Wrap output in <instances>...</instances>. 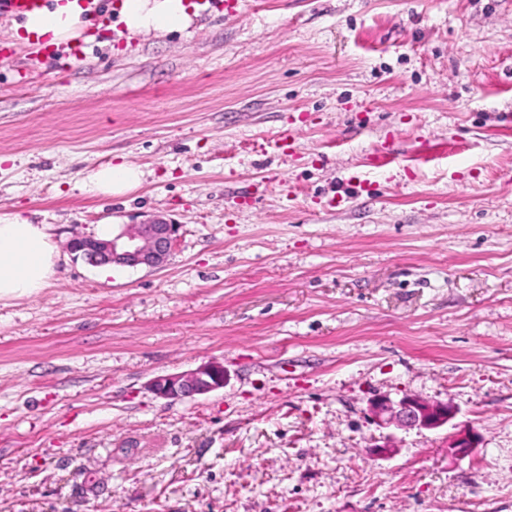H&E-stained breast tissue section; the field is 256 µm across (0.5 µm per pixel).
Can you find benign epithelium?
I'll list each match as a JSON object with an SVG mask.
<instances>
[{
  "label": "benign epithelium",
  "mask_w": 512,
  "mask_h": 512,
  "mask_svg": "<svg viewBox=\"0 0 512 512\" xmlns=\"http://www.w3.org/2000/svg\"><path fill=\"white\" fill-rule=\"evenodd\" d=\"M177 231L178 225L154 219L128 225L110 240L76 234L68 242V248L93 266L155 267L166 261ZM224 378V365L210 362L192 371L157 377L151 382V388L160 398L182 400L224 387ZM369 414L382 428L438 430L451 423L457 409L449 403L431 402L416 396H404L397 401L383 396L369 402ZM478 442V435L472 429L457 428L448 441L451 457L461 461L471 456Z\"/></svg>",
  "instance_id": "obj_1"
}]
</instances>
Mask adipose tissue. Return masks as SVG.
Returning a JSON list of instances; mask_svg holds the SVG:
<instances>
[{
	"label": "adipose tissue",
	"instance_id": "ef3b65f1",
	"mask_svg": "<svg viewBox=\"0 0 512 512\" xmlns=\"http://www.w3.org/2000/svg\"><path fill=\"white\" fill-rule=\"evenodd\" d=\"M120 20L132 35L186 30L192 18L184 0H123ZM23 41L57 46L77 37L84 29L77 12L68 5L24 19ZM142 178L138 167L127 162L106 164L85 180L88 192L118 196L136 188ZM58 247L46 225L31 224L21 216L0 220V300L30 297L49 287L55 274Z\"/></svg>",
	"mask_w": 512,
	"mask_h": 512
}]
</instances>
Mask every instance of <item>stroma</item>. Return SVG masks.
<instances>
[{
    "mask_svg": "<svg viewBox=\"0 0 512 512\" xmlns=\"http://www.w3.org/2000/svg\"><path fill=\"white\" fill-rule=\"evenodd\" d=\"M192 18L111 15L78 61L0 16V218L59 250L0 303V512H512V0ZM123 161L138 189L85 191ZM156 217L163 267L67 247ZM212 361L223 388H150ZM406 395L476 454L370 419ZM452 426L457 430L449 437L448 448L451 457L456 461H461L474 453L478 446L479 438L472 429L466 426Z\"/></svg>",
    "mask_w": 512,
    "mask_h": 512,
    "instance_id": "35a3bbf8",
    "label": "stroma"
}]
</instances>
